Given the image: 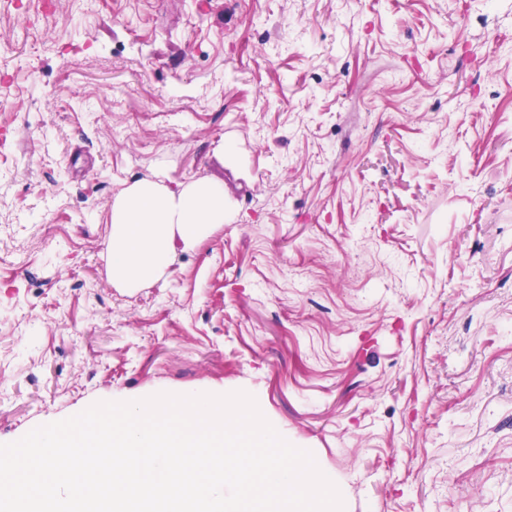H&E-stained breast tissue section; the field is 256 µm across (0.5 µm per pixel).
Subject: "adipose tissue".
Segmentation results:
<instances>
[{"mask_svg":"<svg viewBox=\"0 0 512 512\" xmlns=\"http://www.w3.org/2000/svg\"><path fill=\"white\" fill-rule=\"evenodd\" d=\"M224 183L213 178L171 186L138 181L114 198L108 276L119 288L158 281L177 251L191 249L227 223Z\"/></svg>","mask_w":512,"mask_h":512,"instance_id":"adipose-tissue-1","label":"adipose tissue"}]
</instances>
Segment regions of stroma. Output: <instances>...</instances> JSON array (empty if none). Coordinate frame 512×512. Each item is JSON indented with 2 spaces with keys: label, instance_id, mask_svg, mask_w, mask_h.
<instances>
[{
  "label": "stroma",
  "instance_id": "stroma-1",
  "mask_svg": "<svg viewBox=\"0 0 512 512\" xmlns=\"http://www.w3.org/2000/svg\"><path fill=\"white\" fill-rule=\"evenodd\" d=\"M499 41L512 0H0V444L244 391L344 512H512ZM213 177L232 220L115 287L116 194Z\"/></svg>",
  "mask_w": 512,
  "mask_h": 512
}]
</instances>
